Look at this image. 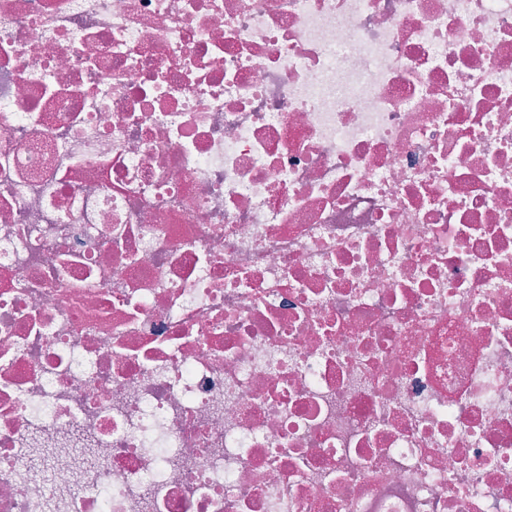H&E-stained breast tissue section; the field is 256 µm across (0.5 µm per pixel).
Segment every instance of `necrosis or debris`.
<instances>
[{
    "label": "necrosis or debris",
    "instance_id": "1",
    "mask_svg": "<svg viewBox=\"0 0 512 512\" xmlns=\"http://www.w3.org/2000/svg\"><path fill=\"white\" fill-rule=\"evenodd\" d=\"M0 512H512V0H0Z\"/></svg>",
    "mask_w": 512,
    "mask_h": 512
}]
</instances>
